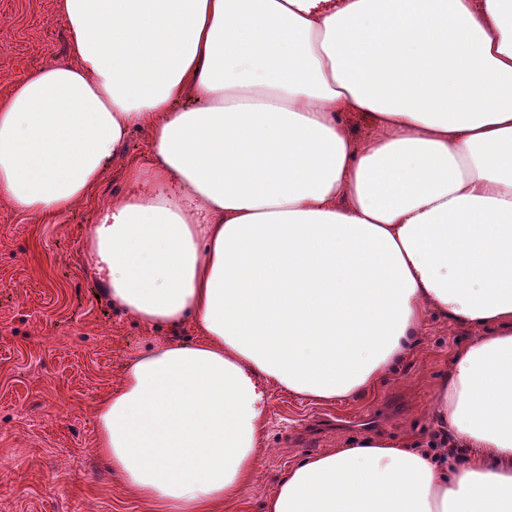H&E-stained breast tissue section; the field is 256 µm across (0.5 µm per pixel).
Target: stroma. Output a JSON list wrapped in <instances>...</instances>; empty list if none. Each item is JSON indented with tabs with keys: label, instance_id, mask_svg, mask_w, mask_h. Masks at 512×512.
<instances>
[{
	"label": "stroma",
	"instance_id": "35a3bbf8",
	"mask_svg": "<svg viewBox=\"0 0 512 512\" xmlns=\"http://www.w3.org/2000/svg\"><path fill=\"white\" fill-rule=\"evenodd\" d=\"M0 17V97L32 70L69 60L53 0H0ZM149 152L148 130L134 131L92 198L53 220L21 215L0 199V512H150L97 455L96 405L135 353L194 331L154 329L118 312L84 260L96 208L125 193V166ZM467 339L429 318L418 350L377 389L332 405L272 389L257 476L227 512H261L291 463L350 438H426L435 385Z\"/></svg>",
	"mask_w": 512,
	"mask_h": 512
}]
</instances>
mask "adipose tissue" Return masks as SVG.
Here are the masks:
<instances>
[{
	"mask_svg": "<svg viewBox=\"0 0 512 512\" xmlns=\"http://www.w3.org/2000/svg\"><path fill=\"white\" fill-rule=\"evenodd\" d=\"M54 9L71 59L0 98V198L57 218L148 129L85 258L113 307L197 332L99 402L113 472L152 512H220L255 476L270 388L374 389L438 315L470 338L430 445L298 460L263 512H512V0Z\"/></svg>",
	"mask_w": 512,
	"mask_h": 512,
	"instance_id": "obj_1",
	"label": "adipose tissue"
}]
</instances>
